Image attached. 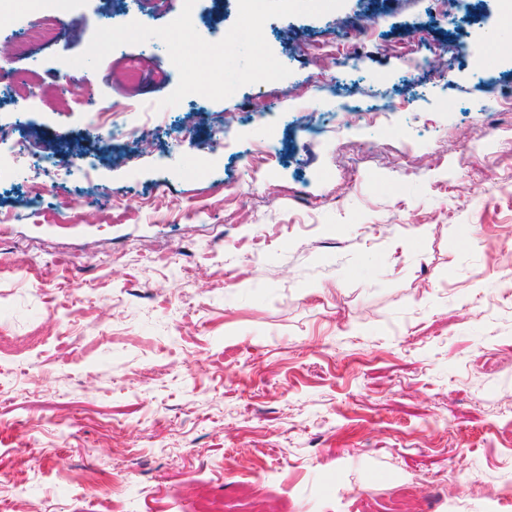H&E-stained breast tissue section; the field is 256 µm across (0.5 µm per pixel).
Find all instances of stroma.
<instances>
[{
  "mask_svg": "<svg viewBox=\"0 0 512 512\" xmlns=\"http://www.w3.org/2000/svg\"><path fill=\"white\" fill-rule=\"evenodd\" d=\"M114 8L171 21L151 0H55L69 34L0 57V86H36L0 104V512L19 494L34 512H222L244 493L256 512H392L456 484L459 512H512V11L272 18L290 76L166 107L161 40L67 65ZM365 13L350 66L327 68L337 18ZM236 19L201 0L195 29L216 42ZM451 41L471 56L422 69L421 47ZM131 56L163 83L123 84ZM66 73L134 139L92 136ZM391 104L388 125L346 121ZM270 126L275 155L251 156ZM74 199L111 223H63Z\"/></svg>",
  "mask_w": 512,
  "mask_h": 512,
  "instance_id": "35a3bbf8",
  "label": "stroma"
}]
</instances>
